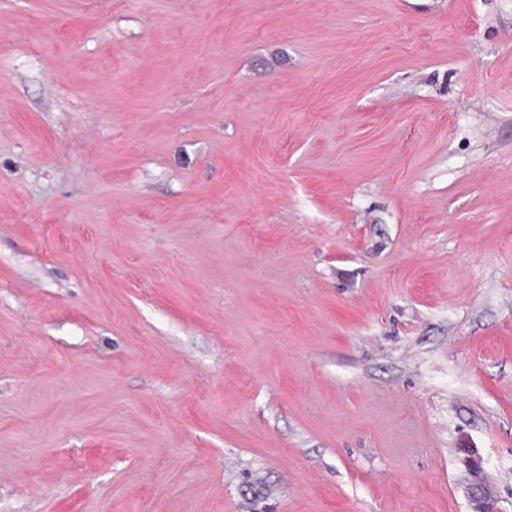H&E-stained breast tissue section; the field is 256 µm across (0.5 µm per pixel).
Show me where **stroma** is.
<instances>
[{
  "label": "stroma",
  "mask_w": 512,
  "mask_h": 512,
  "mask_svg": "<svg viewBox=\"0 0 512 512\" xmlns=\"http://www.w3.org/2000/svg\"><path fill=\"white\" fill-rule=\"evenodd\" d=\"M512 512V0H0V512Z\"/></svg>",
  "instance_id": "obj_1"
}]
</instances>
